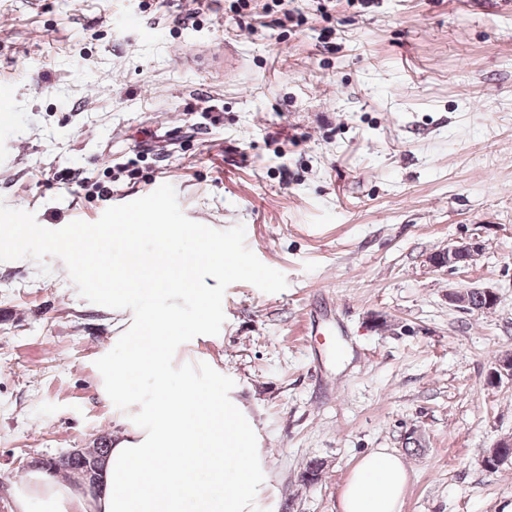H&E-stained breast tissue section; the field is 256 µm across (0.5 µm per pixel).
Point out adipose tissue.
Returning <instances> with one entry per match:
<instances>
[{
    "mask_svg": "<svg viewBox=\"0 0 512 512\" xmlns=\"http://www.w3.org/2000/svg\"><path fill=\"white\" fill-rule=\"evenodd\" d=\"M75 238L93 252L88 275L113 272L102 291L120 330L101 362L103 395L112 403L111 447L93 487L77 477L28 472L10 489L12 512H254L265 481L254 420L225 395L223 369L212 363L199 371L189 354L191 336L205 328L214 306L200 275L223 271V245L204 225L168 223L152 206L106 227L76 225L54 246L69 250ZM142 238L187 239L192 247L149 255L136 246ZM106 239L124 248L119 269L102 249ZM144 285L167 300L166 310L139 301ZM181 296L192 298V317L182 314ZM410 479L399 455L368 452L342 488L339 508L399 512Z\"/></svg>",
    "mask_w": 512,
    "mask_h": 512,
    "instance_id": "ef3b65f1",
    "label": "adipose tissue"
}]
</instances>
